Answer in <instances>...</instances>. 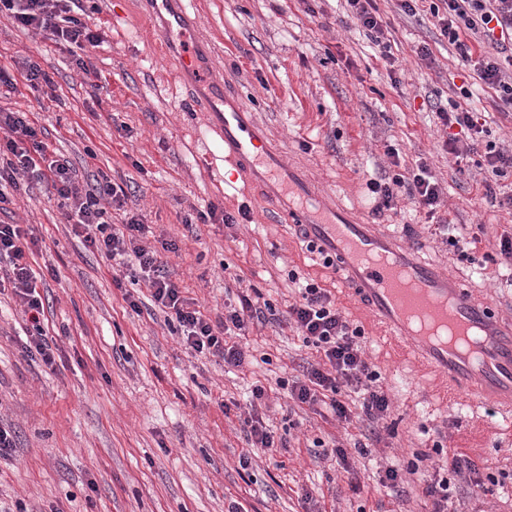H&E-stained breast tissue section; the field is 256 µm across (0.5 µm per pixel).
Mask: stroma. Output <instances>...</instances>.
<instances>
[{
    "instance_id": "stroma-1",
    "label": "stroma",
    "mask_w": 512,
    "mask_h": 512,
    "mask_svg": "<svg viewBox=\"0 0 512 512\" xmlns=\"http://www.w3.org/2000/svg\"><path fill=\"white\" fill-rule=\"evenodd\" d=\"M213 64L247 111L266 126L284 160L318 181L331 200L361 221L398 230L422 260L461 280L512 323V271L493 261L501 235L512 236V172L489 177L482 150L455 164L443 146L437 109L480 113L497 144L512 147V107L485 88L472 66L440 36L429 0L415 15L394 0H375L387 28L381 50L357 27L344 0H189ZM88 23L103 37L89 49L87 70L67 54L0 16V65L31 60L54 80L51 95L0 88V110L34 113L50 151L66 158L80 182L107 174L128 186L123 210L142 215L148 246L159 249L172 280L211 319L224 315L244 287L276 310L293 300L289 271L330 290L365 332L366 356L392 401L390 436L378 458L350 453L354 481L314 443L375 446L363 419L345 425L323 406L287 398L279 380L303 376L316 354L288 322L250 327L238 342L243 366L186 349L144 284L113 272L84 248L51 190L22 180L0 224H24L38 244L30 258L44 278L46 334L56 369L24 356L29 324L11 293L0 294V421L18 441L0 460V512H302L311 494L318 512H426L412 486H382L384 457L409 462L434 441L464 454L481 484L457 483V512H512V411L493 401L452 394L442 376L418 363L336 278L306 251L293 228L278 222L261 189L224 160V150L175 81L177 56H164L157 22L143 0H83ZM432 55H416L420 44ZM471 97H464V90ZM403 167L427 164L444 189L440 210L464 232H482L474 263L457 260L399 195L375 210L369 175L391 171L386 147ZM214 204L249 219L232 227L187 223ZM141 302L132 311L128 298ZM266 387L264 421L288 447L266 453L246 439L241 409L253 385ZM249 467H241L242 457Z\"/></svg>"
}]
</instances>
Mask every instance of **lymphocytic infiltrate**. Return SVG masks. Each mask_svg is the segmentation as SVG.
<instances>
[{
    "label": "lymphocytic infiltrate",
    "mask_w": 512,
    "mask_h": 512,
    "mask_svg": "<svg viewBox=\"0 0 512 512\" xmlns=\"http://www.w3.org/2000/svg\"><path fill=\"white\" fill-rule=\"evenodd\" d=\"M80 6L81 0H0V15L9 16L17 26L51 41L82 69L86 66L87 47L99 46L102 37L88 26ZM430 12L441 36L455 47L463 61L473 62L482 83L494 91L499 101L512 105V0H432ZM437 116L443 127L460 128L459 135L444 142L455 158L465 154L460 139L482 141L485 129L478 113L441 108ZM39 134L28 113L0 111V208L10 203L12 191L20 187L21 176L36 174L53 190L73 234L88 250L140 276L152 304L175 323L186 348L222 358L230 366H242L244 352L235 339L244 335L250 324L266 323L261 305L249 295L239 294L237 304H225L223 319L212 322L170 279L159 252L146 245L149 227L141 216H125L121 228H113L109 210L123 206L127 196L123 185L103 175L86 188H79L69 161L50 155ZM367 188L381 208L390 207L400 192H407L417 213L433 223L435 232L444 236L449 250L458 258H469L480 242L479 236L457 235L449 225L436 222L443 190L426 164L388 177L370 178ZM37 244V239L29 237L21 225L0 224V258L9 261L8 269L0 273V283L11 285L16 304L30 322L25 351L51 369L56 359L43 327L42 280L30 263ZM288 279L297 286L298 298L289 304L286 318L302 336L305 346L320 355L318 364L307 368L304 380L289 386V397L300 404L328 406L344 422L350 421L358 409L372 422L384 424L390 398L365 357L361 345L363 328L348 320L330 291L315 280L293 270ZM351 392L359 398L354 409L346 400ZM433 448L442 456L437 472L421 469V462L429 454L419 452L409 466L388 465L383 481L394 486L402 474L414 475L422 495L431 502L430 512H448L449 474L474 476L478 470L464 455L444 453L441 443H434Z\"/></svg>",
    "instance_id": "obj_1"
}]
</instances>
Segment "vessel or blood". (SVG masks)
<instances>
[{
    "label": "vessel or blood",
    "instance_id": "b4317fda",
    "mask_svg": "<svg viewBox=\"0 0 512 512\" xmlns=\"http://www.w3.org/2000/svg\"><path fill=\"white\" fill-rule=\"evenodd\" d=\"M148 2L162 22L164 43L182 48L178 76L199 90L196 106L211 113L208 126L224 145L225 161L243 167L263 188L276 215L335 259L337 276L355 298L418 362L444 374L450 390L467 391L479 400L511 397L512 330L499 331L490 307L473 300L463 284L437 266L419 260L404 240L329 204L312 180L284 165L270 148L266 129L202 67L207 50L187 16L185 0ZM404 281L419 288L422 299L451 301L452 319L471 338L472 350L415 337L400 291Z\"/></svg>",
    "mask_w": 512,
    "mask_h": 512
}]
</instances>
